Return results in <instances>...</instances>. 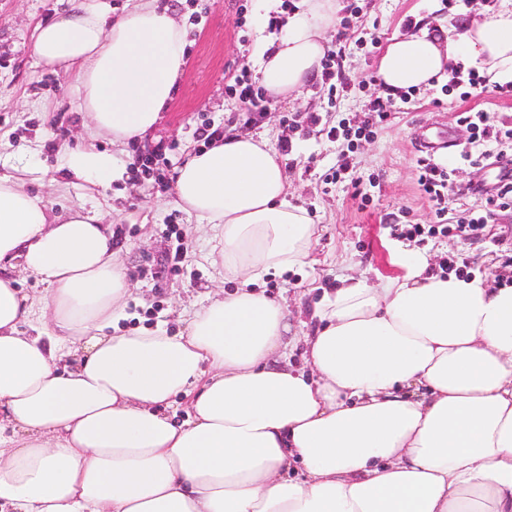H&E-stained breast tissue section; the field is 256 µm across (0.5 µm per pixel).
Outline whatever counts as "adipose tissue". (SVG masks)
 <instances>
[{
  "label": "adipose tissue",
  "mask_w": 512,
  "mask_h": 512,
  "mask_svg": "<svg viewBox=\"0 0 512 512\" xmlns=\"http://www.w3.org/2000/svg\"><path fill=\"white\" fill-rule=\"evenodd\" d=\"M34 53L73 75L94 135L126 144L160 119L185 32L169 7L68 0ZM341 0H298L255 65L273 99L319 79ZM512 82V0L458 37L415 18L377 64L386 94L452 70ZM62 171L111 185L112 153L62 143ZM0 176V512H512V287L430 272L323 292L315 334L256 284L307 265L320 229L289 199L285 159L225 135L177 168L173 202L204 222L235 291L169 334L120 328L131 278L103 215H52L20 158ZM46 284L33 298L17 272ZM304 368L290 365L296 345ZM188 412L175 421L178 396Z\"/></svg>",
  "instance_id": "1"
}]
</instances>
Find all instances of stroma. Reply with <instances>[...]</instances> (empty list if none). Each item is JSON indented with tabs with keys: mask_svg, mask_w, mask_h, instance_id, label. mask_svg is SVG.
Returning <instances> with one entry per match:
<instances>
[{
	"mask_svg": "<svg viewBox=\"0 0 512 512\" xmlns=\"http://www.w3.org/2000/svg\"><path fill=\"white\" fill-rule=\"evenodd\" d=\"M186 30V63L171 100L153 131L143 140L112 146L98 137L92 144L113 151L126 166L111 186L87 190L56 184L62 159L60 138L85 135L86 118L75 80L43 69L33 52L37 23L54 17L60 0H0V175L14 157H33L46 179L29 183L53 209L84 206L100 210L127 251L132 295L126 328L166 324L182 331L194 312L222 291H233L206 260L213 243L198 230V220L170 203L172 178L188 154L204 146L203 131L267 136L283 150L289 178L299 204L324 231L314 244L313 267L283 280L265 278L266 295L285 300L295 322L309 321L322 296L349 275H364L376 284L400 274L392 264V247L428 256L432 272L447 257L497 286H512V208L496 211L484 234L464 239L452 234L421 240L395 235L394 225L435 223V209L417 181L418 159L430 156L452 168L456 184L492 181L490 167L468 165L459 154L426 143L451 132L457 145L469 137L458 115L467 109L492 113L498 127L512 128V96H501L494 84L483 83L461 98L446 85L417 90L397 102L396 110L358 145L330 137V128L359 122L369 103L381 96L375 72L385 44L410 30L413 16L447 22L449 30L475 18L490 0H469L449 7L448 0H343V26L331 41L338 51L344 87L330 91L314 82L295 100H266L265 109L247 120L232 91L241 75H254V53L260 37L256 0H168ZM379 45H372V38ZM164 154L150 170L135 175L128 168L155 148ZM350 168L345 179L331 177L341 158Z\"/></svg>",
	"mask_w": 512,
	"mask_h": 512,
	"instance_id": "35a3bbf8",
	"label": "stroma"
}]
</instances>
